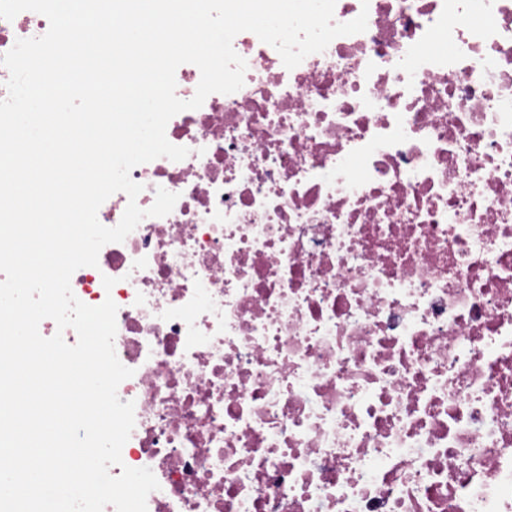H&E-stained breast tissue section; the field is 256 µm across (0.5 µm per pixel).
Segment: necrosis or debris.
Wrapping results in <instances>:
<instances>
[{
    "label": "necrosis or debris",
    "instance_id": "necrosis-or-debris-1",
    "mask_svg": "<svg viewBox=\"0 0 512 512\" xmlns=\"http://www.w3.org/2000/svg\"><path fill=\"white\" fill-rule=\"evenodd\" d=\"M363 10L291 70L236 35L243 87L131 172L172 212L71 278L118 306L148 512H512V0ZM48 28L0 18V57Z\"/></svg>",
    "mask_w": 512,
    "mask_h": 512
}]
</instances>
